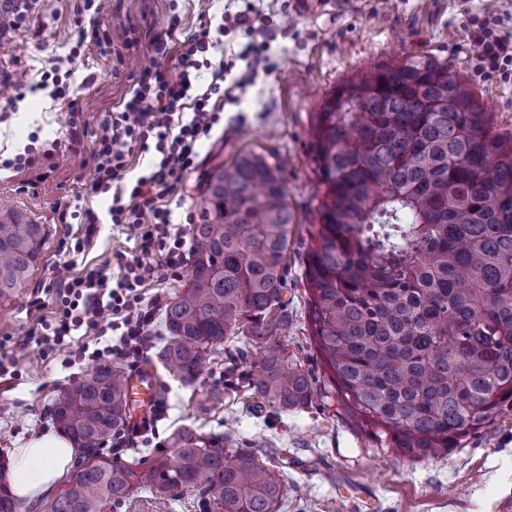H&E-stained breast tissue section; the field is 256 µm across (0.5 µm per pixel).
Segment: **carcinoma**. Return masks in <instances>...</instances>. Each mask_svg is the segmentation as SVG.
Wrapping results in <instances>:
<instances>
[{"mask_svg":"<svg viewBox=\"0 0 512 512\" xmlns=\"http://www.w3.org/2000/svg\"><path fill=\"white\" fill-rule=\"evenodd\" d=\"M311 138L308 320L331 390L387 447L438 457L512 403V135L493 131L448 66L414 57L338 87ZM203 193L188 283L165 306L155 359L191 383L241 337L259 354L244 381L251 397L302 410L312 384L277 341L295 223L280 169L240 152ZM45 237V225L0 208V300L29 286ZM126 384L121 367H99L58 396L54 423L93 462L52 512H103L142 488L195 493L206 512H279L276 469L230 432L184 426L175 459L145 468L95 459L130 425ZM0 512H19L5 482Z\"/></svg>","mask_w":512,"mask_h":512,"instance_id":"cac0c4a2","label":"carcinoma"}]
</instances>
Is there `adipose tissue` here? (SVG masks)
Listing matches in <instances>:
<instances>
[{
	"label": "adipose tissue",
	"mask_w": 512,
	"mask_h": 512,
	"mask_svg": "<svg viewBox=\"0 0 512 512\" xmlns=\"http://www.w3.org/2000/svg\"><path fill=\"white\" fill-rule=\"evenodd\" d=\"M76 450L62 435L49 432L16 449L10 486L20 499L34 500L50 491L68 470Z\"/></svg>",
	"instance_id": "adipose-tissue-1"
}]
</instances>
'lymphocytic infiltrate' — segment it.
Returning <instances> with one entry per match:
<instances>
[{
  "mask_svg": "<svg viewBox=\"0 0 512 512\" xmlns=\"http://www.w3.org/2000/svg\"><path fill=\"white\" fill-rule=\"evenodd\" d=\"M467 38L476 48L479 72L512 77V41L501 33L494 13L472 23ZM212 46L205 28L181 41L176 70L164 68L161 60L142 68L123 111L105 120L92 189L110 193L108 213L113 223L136 230L138 252L117 254L115 266L93 267L64 281L57 315L35 330L41 356L68 348L75 331L88 338L75 351L82 360L100 362L119 355L137 363L153 348L151 326L161 305L158 298H145L142 290L177 276L186 261L185 240L165 200L194 169L204 139L220 119V108L209 95L191 94ZM137 153L151 154L150 171L127 190L121 183Z\"/></svg>",
  "mask_w": 512,
  "mask_h": 512,
  "instance_id": "lymphocytic-infiltrate-1",
  "label": "lymphocytic infiltrate"
}]
</instances>
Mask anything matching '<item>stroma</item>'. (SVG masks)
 Instances as JSON below:
<instances>
[{
    "label": "stroma",
    "instance_id": "stroma-1",
    "mask_svg": "<svg viewBox=\"0 0 512 512\" xmlns=\"http://www.w3.org/2000/svg\"><path fill=\"white\" fill-rule=\"evenodd\" d=\"M251 2L270 18L268 27L251 37L238 30L219 31L225 0H107L95 19L83 11V0H33L26 24L0 36L5 73L23 69L36 82L51 58L70 72L64 102L45 92L20 93L10 84L0 95V105L9 99L15 107L0 121V161L33 144H62L42 165L0 171V200L24 210L47 230L29 288L0 301V355L15 364L14 375L0 377V456L11 457L14 449L52 429L51 409L59 391L83 375L82 369L65 366V352L41 357L31 335L39 320L55 311L62 279L79 275L85 265L112 261L115 253L136 252L132 231L114 224L107 213L108 195L92 190L93 155L104 121L121 111L140 69L153 63V39L174 45L207 25L220 45L210 52L211 62L224 59L233 62L234 73L252 68L256 75L221 91L220 123L205 141L196 169L169 198L172 220L189 231L186 215L201 208L204 174L238 152L286 161L285 186L295 222L288 234L284 281L288 332L280 342L308 374L313 403L279 413L252 399L227 372L231 365L237 373L251 365L247 359L233 364L227 358L229 351L244 347L241 339L225 342L191 384L150 357L139 367L154 372L157 401L165 413L122 447L106 443L100 455L148 466L173 456L169 436L180 426L206 434L231 430L243 447L276 466L284 486L280 512H505L512 506V407L503 406L489 425L440 457L412 461L383 447L329 389L309 331L305 270L308 229L316 221L318 203L311 128L327 97L345 81L361 79L377 67L427 56L449 65L476 103L491 113L496 132L512 133V79L478 73L474 48L464 36L472 20L490 8L500 18L502 34L512 37V0L491 5L486 0H326L312 13L301 12L297 0ZM91 22L111 41L112 55H100L92 46L71 58L68 35ZM134 35L137 48L126 50V39ZM252 39L269 42L273 70L242 59ZM75 201L96 210L102 220L99 236L77 256L67 247L82 229L59 220L61 206ZM217 385L224 390L223 404L202 409L207 392ZM105 512L201 509L196 495L157 500L141 489Z\"/></svg>",
    "mask_w": 512,
    "mask_h": 512
}]
</instances>
